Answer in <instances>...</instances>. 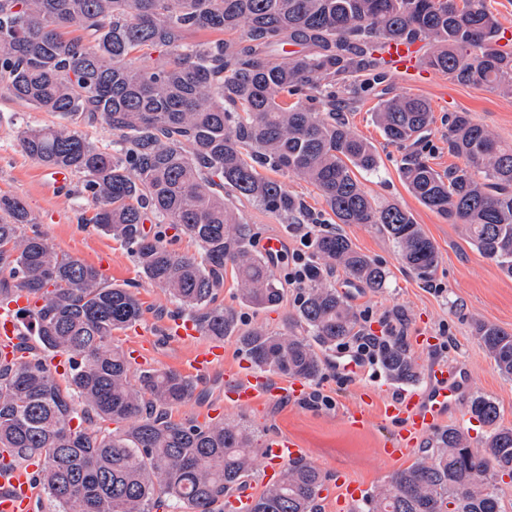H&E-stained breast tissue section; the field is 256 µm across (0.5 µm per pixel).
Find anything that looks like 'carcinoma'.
<instances>
[{
  "label": "carcinoma",
  "mask_w": 512,
  "mask_h": 512,
  "mask_svg": "<svg viewBox=\"0 0 512 512\" xmlns=\"http://www.w3.org/2000/svg\"><path fill=\"white\" fill-rule=\"evenodd\" d=\"M242 25L244 45L224 40ZM189 32L205 38L189 41ZM384 39L424 41L427 68L512 93V43L501 44L487 0H0V87L67 120L20 129L19 147L47 169L81 176L89 223L122 242L204 335L236 337L260 370L314 381L322 371L316 348H335L359 326L328 273L341 268L371 289L388 279L335 225H379L420 277L439 259L410 212L378 203L357 177L376 171L379 155L345 112L387 79L375 56ZM286 45L300 50L283 57ZM374 117L405 151L400 174L411 194L465 225L477 250L512 277V145L453 112L448 152L467 166L439 172L419 148L433 122L427 101L396 94ZM99 119L114 136L110 151L79 130ZM261 168L309 181L329 209L331 228L313 240L298 298L305 336L243 331L218 301L228 265L247 305L282 300L224 188L294 224L312 220L305 202ZM31 223L19 199L0 198V303L18 290L42 301L25 311L29 332L15 345L22 356L0 360V457L7 449L38 460L48 512H234L230 498L250 484L262 456L254 434L222 420L172 421L169 408L191 400L196 383L173 370L133 373L112 348V333L143 316L135 293L22 233ZM169 225L199 255L170 249ZM476 332L511 380L512 334L486 324ZM56 355L67 357L60 379L45 367ZM382 364L396 382L419 378L401 337ZM468 412L488 428L482 447H470L460 427L441 429L423 458L354 512H503L485 478L512 477V428L499 425L497 405L484 396L471 397ZM322 483L314 463L293 462L250 512H316Z\"/></svg>",
  "instance_id": "1"
}]
</instances>
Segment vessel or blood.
Returning a JSON list of instances; mask_svg holds the SVG:
<instances>
[{
  "instance_id": "obj_1",
  "label": "vessel or blood",
  "mask_w": 512,
  "mask_h": 512,
  "mask_svg": "<svg viewBox=\"0 0 512 512\" xmlns=\"http://www.w3.org/2000/svg\"><path fill=\"white\" fill-rule=\"evenodd\" d=\"M419 43L384 40L379 44V54L386 65L401 75L417 71ZM31 300L26 293L0 307V353L11 355L20 328L19 312L28 308ZM174 341L192 345L187 370L197 375L212 373L224 366V347L218 342L200 341V329L191 320L177 318L166 326ZM427 385L419 391H406L387 405V418L401 420L403 427L398 434L388 436L382 455L397 460L407 455L420 436L428 434L438 424L455 412L469 385V374L460 364L450 361L431 363L426 372ZM307 389L304 380L296 379L284 384L269 377L239 368L229 384L224 387V402L228 405L249 406L287 394L301 395ZM309 449L296 438L285 435L270 437L263 449L265 480H276L288 463L308 457ZM33 466L20 462L0 470V512H34L38 487L33 479ZM327 497L343 506H354L366 496V488L357 481L346 478L326 492Z\"/></svg>"
}]
</instances>
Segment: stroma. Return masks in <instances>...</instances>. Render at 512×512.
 <instances>
[{
    "mask_svg": "<svg viewBox=\"0 0 512 512\" xmlns=\"http://www.w3.org/2000/svg\"><path fill=\"white\" fill-rule=\"evenodd\" d=\"M386 84L391 93L416 96L430 104L434 121L430 128L429 162L436 170L463 163L462 158L448 152V115L455 111L468 112L475 123L512 145V95L461 84L441 72L434 73L432 79L419 81L392 72ZM377 102V97L368 96L347 114L352 131L375 145L380 157L378 172L362 175L360 181L375 199L398 204L412 213L436 246L439 262L429 279H421L404 266L393 242L378 225L345 224L341 231L353 246L386 268L387 286L378 291L363 287L340 269L328 276L327 282L356 313L362 333L380 334L381 317L403 319L405 340L411 345L419 367H426L435 357L459 363L470 373L468 395L493 400L499 409L500 424L512 427V380L499 373L475 332L477 325L488 324L512 333V277L478 252L464 225L448 223L408 191L399 171L402 151L387 143L374 120ZM58 122V116L0 93V197L18 198L30 211L34 221L24 225L26 234H41L57 253L91 265L108 281L135 291L143 317L135 325L114 332L113 345L126 352L134 343H151L155 368L185 372L186 346L170 341L161 331L163 322L173 317L175 305L160 288L143 278L130 252L119 241L90 224L93 210L81 192L80 178L72 177L68 188H54L45 168L20 149V128ZM224 200L250 225L254 249H261L263 240L270 236L282 237L290 246L299 241V225L270 214L232 191H225ZM270 271L275 283L284 290L279 306L262 310L246 306L229 275L224 278L219 299L236 314L242 329L260 327L272 334H301V327L293 320L296 291L287 285V269L274 263ZM421 334L438 337L437 347H415V338ZM321 357L322 374L310 382L308 395L298 400L228 406L223 417L245 426L260 441L273 433L295 436L311 449L312 461L328 480H337L344 474L365 484L369 491H377L394 472L425 454L429 443L420 439L405 458L386 461L381 448L395 425L384 416L382 408L402 391V384L382 372L373 374L365 370L346 376L337 373L330 352H322ZM246 362L236 338H225L223 369L199 380L202 397L174 407L173 420L208 422L212 405L224 396L227 377ZM314 393L327 396L328 404L311 402ZM362 407L370 415L368 427L350 428L348 412Z\"/></svg>",
    "mask_w": 512,
    "mask_h": 512,
    "instance_id": "1",
    "label": "stroma"
}]
</instances>
